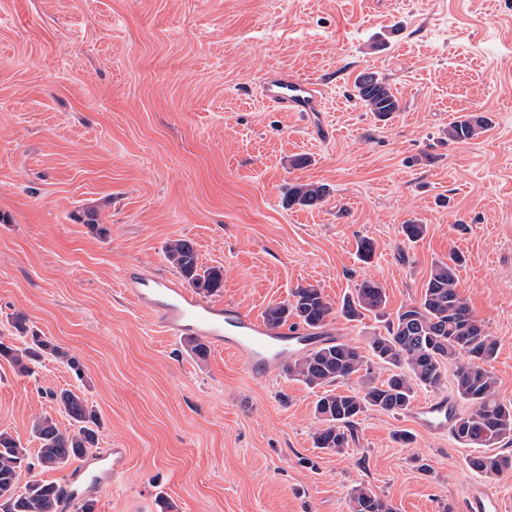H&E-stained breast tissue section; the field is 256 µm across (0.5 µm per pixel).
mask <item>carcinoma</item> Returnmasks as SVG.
Here are the masks:
<instances>
[{
	"label": "carcinoma",
	"mask_w": 512,
	"mask_h": 512,
	"mask_svg": "<svg viewBox=\"0 0 512 512\" xmlns=\"http://www.w3.org/2000/svg\"><path fill=\"white\" fill-rule=\"evenodd\" d=\"M357 98L377 120L386 121L400 111V99L391 86L374 73L362 72L354 79ZM490 119L469 113L448 123V139L465 142L481 136ZM326 187L317 183L293 185L288 189V204L315 208L324 202ZM89 231L105 239L110 230L98 223L93 211L84 213ZM166 260L177 269L189 287L199 293L214 295L224 287V268L203 267L198 262L194 242L186 237L169 240L164 247ZM462 258L456 254L432 265L419 300L401 307L388 324L387 334L373 336L368 347L351 341L328 338L319 345L302 350L288 361V375L308 386L321 387L316 413L325 426L315 436L316 447L334 453L349 444L348 432L359 415L369 408L398 415L412 405L416 389L443 387L447 369L454 368L457 397L468 409L456 415L451 430L454 438L470 447L490 448L512 436V403L499 399L496 380L484 364L495 358L498 341L473 313L457 287V270ZM293 300L275 304L264 312L268 326L278 328L295 319V324L314 330L328 326L336 314L322 290L314 285L296 289ZM387 303L383 286L372 279L362 281L355 294L346 298L341 314L355 320L366 312H380ZM394 368L381 382L364 370L367 355ZM50 355L62 360L81 374L78 359L34 333L22 347L5 342L0 336V358L21 373ZM357 379L358 388L336 391L332 386ZM53 399L69 418V427L60 428L54 417L43 415L32 423V433L39 440L36 461L28 449L7 431H0V501L6 512H60L68 499L66 490L54 483L36 480L35 467L60 469L83 458L98 443L99 419L87 401L70 389L53 394ZM468 467L487 476L512 471V456L478 455L468 460ZM351 512H394L392 505L370 489L355 490Z\"/></svg>",
	"instance_id": "carcinoma-1"
}]
</instances>
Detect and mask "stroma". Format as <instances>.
<instances>
[{
  "label": "stroma",
  "instance_id": "1",
  "mask_svg": "<svg viewBox=\"0 0 512 512\" xmlns=\"http://www.w3.org/2000/svg\"><path fill=\"white\" fill-rule=\"evenodd\" d=\"M363 71L399 97L390 122L356 97ZM280 74L318 82L320 111L264 105ZM470 112L491 127L448 140ZM311 182L328 189L321 207L285 205ZM88 207L108 238L78 221ZM410 220L428 227L414 242ZM177 237L223 266L212 302L258 318L300 286L338 308L380 282L384 315L327 328L362 346L458 253L512 401V0H0V332L24 313L82 368L49 357L22 375L0 359V431L37 450L34 418L66 420L50 391L86 398L99 448L127 451L95 512H350L361 487L395 512H466L478 486L512 512V472L476 474V448L453 436L371 408L330 453L314 444L319 389L284 369L255 381L223 350L201 360L161 335L121 277H176L163 247Z\"/></svg>",
  "mask_w": 512,
  "mask_h": 512
}]
</instances>
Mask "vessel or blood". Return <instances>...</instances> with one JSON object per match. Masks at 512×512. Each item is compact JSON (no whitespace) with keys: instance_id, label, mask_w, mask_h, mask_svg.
<instances>
[{"instance_id":"obj_1","label":"vessel or blood","mask_w":512,"mask_h":512,"mask_svg":"<svg viewBox=\"0 0 512 512\" xmlns=\"http://www.w3.org/2000/svg\"><path fill=\"white\" fill-rule=\"evenodd\" d=\"M261 98L285 112H314L322 102V90L314 82L285 75L266 81ZM127 296L149 311L169 337L199 336L213 346L238 357L253 379L274 375L295 352L321 341L317 331L299 326L271 329L238 306L205 303L170 279L128 268L123 276ZM455 406L447 397L420 402L411 412L416 427L436 435L447 434ZM467 512H501L498 497L475 488L466 503Z\"/></svg>"}]
</instances>
